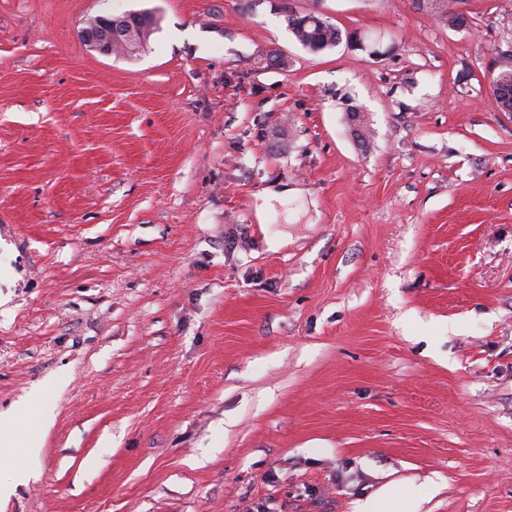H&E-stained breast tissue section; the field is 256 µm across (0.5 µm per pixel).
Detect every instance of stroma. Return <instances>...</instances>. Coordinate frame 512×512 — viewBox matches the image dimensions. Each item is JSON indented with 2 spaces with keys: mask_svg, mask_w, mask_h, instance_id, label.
<instances>
[{
  "mask_svg": "<svg viewBox=\"0 0 512 512\" xmlns=\"http://www.w3.org/2000/svg\"><path fill=\"white\" fill-rule=\"evenodd\" d=\"M460 7L0 0V512H512V0ZM136 22V39L131 46V50H125L123 56L136 55L138 51L145 50L148 47L151 36L157 30V21L154 16L147 11L131 13ZM141 49V50H140ZM293 16L300 14L290 12ZM287 16V27L295 40L305 49L317 53L325 49L333 48L340 40V30L332 23L321 17V23L303 24L304 16L300 19ZM119 17L96 16L90 19L82 30L86 45L102 55H112L117 46H125L133 37V28L116 30ZM116 21V22H113ZM503 58L502 63L499 65V70L496 75H492L491 78V88L493 95L495 96L499 108L501 111L505 112V108H510L512 111V103L505 100L503 96L498 95V90L501 88H507L508 86H512V53L509 55L502 54ZM30 405V416L26 424H4L2 426V419H0V447L10 448L21 454H33L36 453L42 446V433L43 429L48 421L49 412L45 407L43 398H36L32 404L39 406L36 413L31 411V402H27Z\"/></svg>",
  "mask_w": 512,
  "mask_h": 512,
  "instance_id": "35a3bbf8",
  "label": "stroma"
}]
</instances>
